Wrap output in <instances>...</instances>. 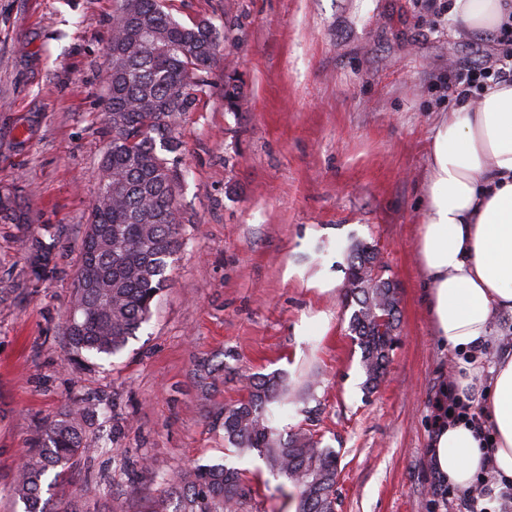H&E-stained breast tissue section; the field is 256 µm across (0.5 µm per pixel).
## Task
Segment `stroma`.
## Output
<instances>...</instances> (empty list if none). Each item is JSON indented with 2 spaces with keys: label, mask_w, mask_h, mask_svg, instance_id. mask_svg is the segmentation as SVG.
Instances as JSON below:
<instances>
[{
  "label": "stroma",
  "mask_w": 512,
  "mask_h": 512,
  "mask_svg": "<svg viewBox=\"0 0 512 512\" xmlns=\"http://www.w3.org/2000/svg\"><path fill=\"white\" fill-rule=\"evenodd\" d=\"M451 0H166L190 26L225 31L241 80L224 108L212 74L179 120L178 200L187 239L150 322L113 357L74 361L64 335L73 281L110 139L103 77L118 0H0V186L22 190L25 224H0V512L17 461L70 401L105 406L87 433L107 453L78 462L62 491L84 512L89 484L125 512L163 496L165 476L234 463L244 512H296V491L258 455L235 460L214 420L242 399V375L317 382L292 425L339 454L336 512H467L434 476L427 448L440 389L466 359L443 349L422 302L417 238L434 122L448 76L485 66L496 36L465 33ZM53 235L52 274H28L23 235ZM372 243L400 289L399 341L366 393L348 331L344 247ZM223 364L200 379V362ZM147 458L145 477L129 463Z\"/></svg>",
  "instance_id": "35a3bbf8"
}]
</instances>
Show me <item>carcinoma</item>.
<instances>
[{
  "instance_id": "cac0c4a2",
  "label": "carcinoma",
  "mask_w": 512,
  "mask_h": 512,
  "mask_svg": "<svg viewBox=\"0 0 512 512\" xmlns=\"http://www.w3.org/2000/svg\"><path fill=\"white\" fill-rule=\"evenodd\" d=\"M218 32L210 22L191 27L175 20L162 0H120L110 24V63L105 76L104 110L111 137L102 158L99 184L90 204L91 222L111 244L93 257L99 271L90 286L74 282L73 314L65 334L78 357L114 356L153 315L167 287L169 259L186 244L184 213L176 198L182 171L162 155L181 148L177 118L194 109L196 97L213 73ZM236 70L224 62V106H237ZM1 224H26L23 200H0ZM30 271L40 277L55 268V239L20 240ZM375 248L361 241L347 246L346 288L351 309L348 329L361 350L365 386L383 377L397 327L398 310L389 298ZM248 396L216 416L224 442L240 458L257 452L269 469L297 489L298 512H336L338 454L322 438L298 425L286 430L278 421L288 411H306L313 383L296 391L285 376L248 374ZM90 404L73 401L47 422L32 448L21 457L12 492L24 512H73L55 488L78 461L98 446L88 440ZM251 489L241 469L228 464L198 465L168 482L164 497L147 512H243Z\"/></svg>"
}]
</instances>
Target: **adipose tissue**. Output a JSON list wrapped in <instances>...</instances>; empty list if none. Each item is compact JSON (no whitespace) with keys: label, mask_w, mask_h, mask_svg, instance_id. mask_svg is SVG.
Wrapping results in <instances>:
<instances>
[{"label":"adipose tissue","mask_w":512,"mask_h":512,"mask_svg":"<svg viewBox=\"0 0 512 512\" xmlns=\"http://www.w3.org/2000/svg\"><path fill=\"white\" fill-rule=\"evenodd\" d=\"M512 0H455L454 18L471 35L496 29ZM427 205L419 226L421 286L435 336L449 351L480 355L500 315L512 311V83L489 84L478 104L441 113L428 154ZM481 388L490 427L466 416L439 418L427 458L461 491L495 476L512 482V348L482 378L453 379L449 393L467 403Z\"/></svg>","instance_id":"ef3b65f1"}]
</instances>
